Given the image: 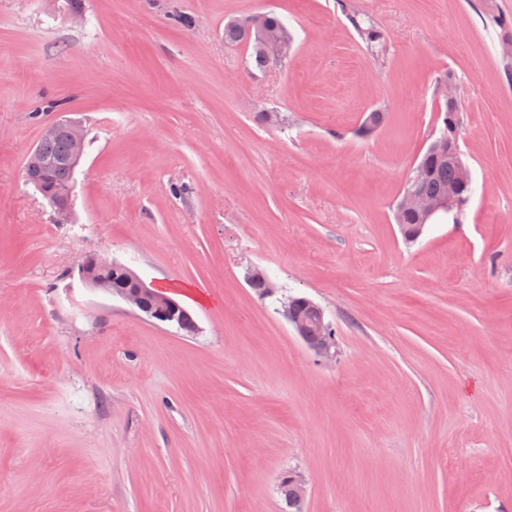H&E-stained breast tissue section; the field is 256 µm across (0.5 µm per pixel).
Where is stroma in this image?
I'll use <instances>...</instances> for the list:
<instances>
[{"mask_svg": "<svg viewBox=\"0 0 512 512\" xmlns=\"http://www.w3.org/2000/svg\"><path fill=\"white\" fill-rule=\"evenodd\" d=\"M79 7L0 0V512H288L290 472L306 512H512V65L486 23L512 0ZM264 10L292 50L260 72L224 24ZM446 72L474 194L408 243ZM62 115L86 131L69 224L25 178ZM90 256L195 332L85 284ZM255 269L323 307L335 358ZM346 16L367 49L378 51L382 45V34L376 24L368 17L356 13H347ZM90 268H98L101 270H111L114 273L118 269H125V266L115 262L108 261L102 258H89L82 266L81 275L82 278L91 284L87 279V272ZM92 285V284H91ZM97 288H104L113 296H117L130 305L133 309L145 313L148 317L166 324H172L179 327L182 323V328L185 333H194L196 325L191 315L187 310L182 307L181 321L179 318L180 306L179 304L166 296L160 295L159 292L148 286L134 273L126 270V281L122 288H107L104 286L92 285ZM150 293L158 298V304L154 309L145 308L142 302L144 294ZM298 299L284 296L279 299V313L291 325L297 336L317 355L323 358H332L336 355L337 341L331 324L326 320L324 310L311 303L318 314V327L316 333H309L305 320L296 312ZM283 481L293 483L295 485V494L293 498V490L290 485H283L282 486V494L286 501L291 502V507L294 512H304V503L306 498V487L302 480H299L294 475H287Z\"/></svg>", "mask_w": 512, "mask_h": 512, "instance_id": "stroma-1", "label": "stroma"}]
</instances>
